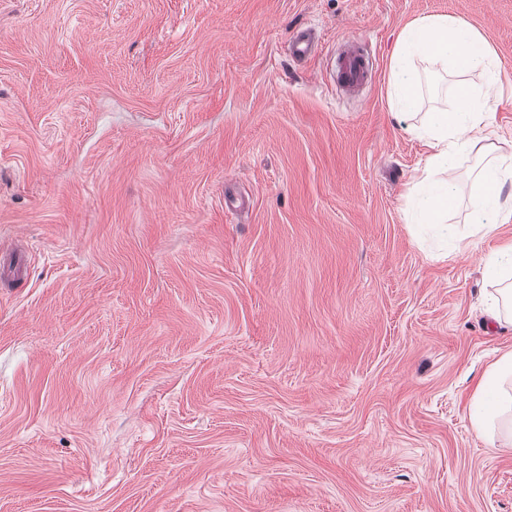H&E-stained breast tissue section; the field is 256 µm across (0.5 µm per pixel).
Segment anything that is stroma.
<instances>
[{
    "instance_id": "obj_1",
    "label": "stroma",
    "mask_w": 512,
    "mask_h": 512,
    "mask_svg": "<svg viewBox=\"0 0 512 512\" xmlns=\"http://www.w3.org/2000/svg\"><path fill=\"white\" fill-rule=\"evenodd\" d=\"M429 15L512 86V0H0V512H512L467 416L512 351L491 245L404 212L453 105L389 100ZM289 54L298 61H305L315 53V44L309 33L305 29L294 33L288 44ZM374 64L361 39L353 38L339 51L331 69V79L336 87L357 91L372 83Z\"/></svg>"
}]
</instances>
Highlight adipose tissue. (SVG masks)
Instances as JSON below:
<instances>
[{
  "label": "adipose tissue",
  "mask_w": 512,
  "mask_h": 512,
  "mask_svg": "<svg viewBox=\"0 0 512 512\" xmlns=\"http://www.w3.org/2000/svg\"><path fill=\"white\" fill-rule=\"evenodd\" d=\"M454 77L453 110L425 113L413 132L431 148L421 179L406 194V209L414 224L431 229L445 244H460L464 236L496 241L485 264L491 286L487 304L492 317L512 325V242H500L502 224L512 221V150L493 147L495 116L504 102L498 58L475 27L449 16L417 19L401 32L391 58L389 93L397 106L412 111L421 86L418 65ZM483 70V83L470 75ZM485 154L486 162L468 182L448 185L440 177L452 160L468 152ZM470 205L469 228L460 232L448 221L461 200ZM473 430L489 442L512 447V351L503 353L478 379L467 409Z\"/></svg>",
  "instance_id": "adipose-tissue-1"
}]
</instances>
